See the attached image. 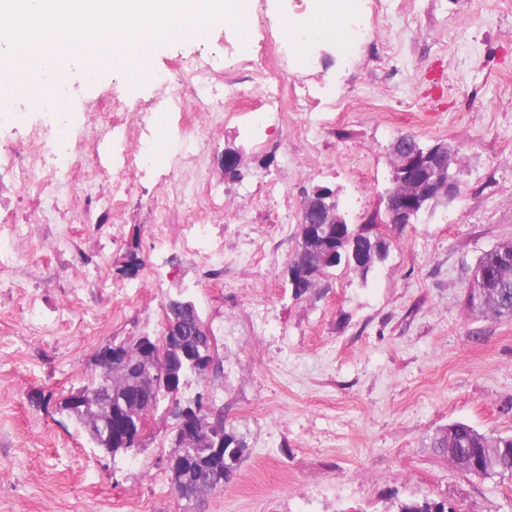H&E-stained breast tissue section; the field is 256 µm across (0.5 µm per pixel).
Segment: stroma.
Here are the masks:
<instances>
[{
	"mask_svg": "<svg viewBox=\"0 0 512 512\" xmlns=\"http://www.w3.org/2000/svg\"><path fill=\"white\" fill-rule=\"evenodd\" d=\"M367 4L345 16L350 40L282 42L285 90L322 96L305 110L260 109L264 42L308 21L319 0H252L248 38L218 22L157 48L156 69L182 80L223 52L212 83L236 94L204 112L186 90L192 127L172 120L156 135L166 161L124 173L132 140H104L75 160L94 172L89 182L32 186L0 169V512H183L167 467L168 405L149 417L139 450L113 456L55 405L85 384L99 346L160 335L176 297L195 303L219 368L173 398L208 394L247 443L205 512H397L426 498L512 512V479L468 475L432 446L454 421L512 433V319L467 301L477 259L512 242V0H380L375 17ZM66 81V133L33 136L37 113L13 102L0 111L1 155L44 165L102 125L90 106L114 95L128 120H158L156 84L75 65ZM192 130L199 147L169 153ZM403 134L459 146L456 196L401 229L382 226L389 253L368 275L341 265L295 297L288 266L305 195L334 188L348 221L364 223ZM230 147L242 176L221 166Z\"/></svg>",
	"mask_w": 512,
	"mask_h": 512,
	"instance_id": "1",
	"label": "stroma"
}]
</instances>
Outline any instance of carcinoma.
Returning <instances> with one entry per match:
<instances>
[{
  "instance_id": "1",
  "label": "carcinoma",
  "mask_w": 512,
  "mask_h": 512,
  "mask_svg": "<svg viewBox=\"0 0 512 512\" xmlns=\"http://www.w3.org/2000/svg\"><path fill=\"white\" fill-rule=\"evenodd\" d=\"M321 234L300 237L294 255L303 268H314L327 276L329 270L339 265L328 257L326 241L336 237V225H320ZM356 241L364 242L375 255L382 259L388 250V240L380 235L375 217L351 228ZM474 289L470 305L480 311H491L499 317L512 318V243L499 244L484 252L472 268ZM123 352L120 365H113L104 355L111 349L105 344L94 354V368L87 384L62 396L58 411L75 421L96 448L113 455L127 452L135 443L124 433L110 434L108 422L100 420L89 404V397L106 389V398L112 412L129 418L132 427L137 423L147 425L148 416L159 404L177 390V386L159 389L152 393L147 379L159 383L172 375L184 378L194 375L205 381L209 371L198 363L185 361L177 345L156 337L152 351L145 352L142 340L133 344H119ZM432 447L455 462L465 473H471V465H492L501 478H512V435L491 436L473 426L456 421L443 428L433 440ZM247 450L246 442L226 425L224 408L209 404L196 416L193 433L175 444L170 457L169 471L172 487L178 499L185 502L184 512H198L206 499L224 489L213 484L214 476L228 479ZM398 512H447L445 505L424 499L404 502Z\"/></svg>"
}]
</instances>
